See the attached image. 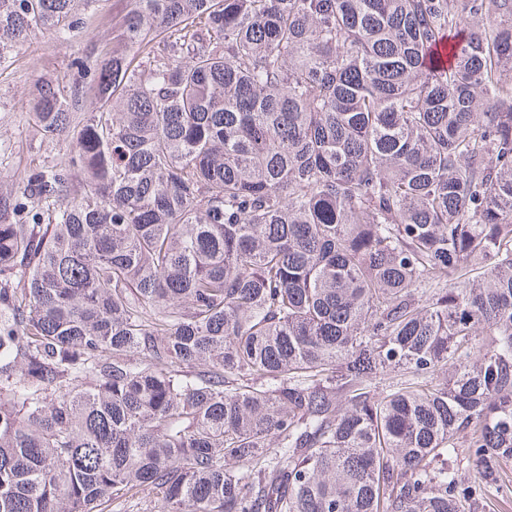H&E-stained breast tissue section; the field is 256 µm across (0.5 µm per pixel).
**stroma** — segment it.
I'll list each match as a JSON object with an SVG mask.
<instances>
[{
  "instance_id": "obj_1",
  "label": "stroma",
  "mask_w": 512,
  "mask_h": 512,
  "mask_svg": "<svg viewBox=\"0 0 512 512\" xmlns=\"http://www.w3.org/2000/svg\"><path fill=\"white\" fill-rule=\"evenodd\" d=\"M129 8L130 0H74L73 15L80 21L76 44L35 30L0 65V177L64 162V144L44 137L30 118L32 94L43 82L65 84L76 78L75 57L95 68L111 50Z\"/></svg>"
}]
</instances>
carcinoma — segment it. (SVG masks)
Masks as SVG:
<instances>
[{
	"mask_svg": "<svg viewBox=\"0 0 512 512\" xmlns=\"http://www.w3.org/2000/svg\"><path fill=\"white\" fill-rule=\"evenodd\" d=\"M130 2L109 109L43 83L66 159L0 178V512L504 497L512 0Z\"/></svg>",
	"mask_w": 512,
	"mask_h": 512,
	"instance_id": "obj_1",
	"label": "carcinoma"
}]
</instances>
